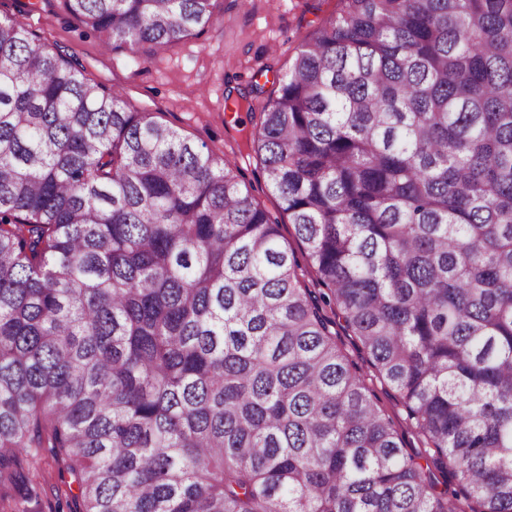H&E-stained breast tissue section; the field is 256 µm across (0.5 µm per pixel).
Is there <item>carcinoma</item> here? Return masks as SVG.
I'll return each instance as SVG.
<instances>
[{
  "instance_id": "cac0c4a2",
  "label": "carcinoma",
  "mask_w": 512,
  "mask_h": 512,
  "mask_svg": "<svg viewBox=\"0 0 512 512\" xmlns=\"http://www.w3.org/2000/svg\"><path fill=\"white\" fill-rule=\"evenodd\" d=\"M216 2L66 5L135 56ZM342 2L248 135L317 293L236 162L0 17V481L21 454L74 512H512V0ZM336 339L341 350L350 358L353 359L365 372L372 371L369 361L365 354L359 350L356 340L353 336H348L338 326H336ZM373 388L377 392L381 407L395 419L401 430H403L405 435L406 451L408 453H415L418 451L420 448H418L415 436L407 430L405 421L406 413L399 396L377 381H374ZM35 479L40 496V512L74 511L72 495L78 493L77 486L72 484L70 491L69 475L65 474V479L61 478L58 466L51 458H46L41 463Z\"/></svg>"
}]
</instances>
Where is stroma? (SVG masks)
<instances>
[{
  "label": "stroma",
  "mask_w": 512,
  "mask_h": 512,
  "mask_svg": "<svg viewBox=\"0 0 512 512\" xmlns=\"http://www.w3.org/2000/svg\"><path fill=\"white\" fill-rule=\"evenodd\" d=\"M340 0H218L217 27L188 37L162 52L142 48L137 58L104 50L102 37L71 15L64 0H0L1 16L23 18L29 30L77 59L94 82L118 89L134 108L216 155L236 160L254 200L279 220L282 241L298 248L294 228L268 188L247 135L258 114L240 109L228 124L225 97L242 101L254 85L271 87L287 73L297 46L318 25L339 12ZM40 512H73L72 493L58 466L45 459L36 477Z\"/></svg>",
  "instance_id": "obj_1"
}]
</instances>
